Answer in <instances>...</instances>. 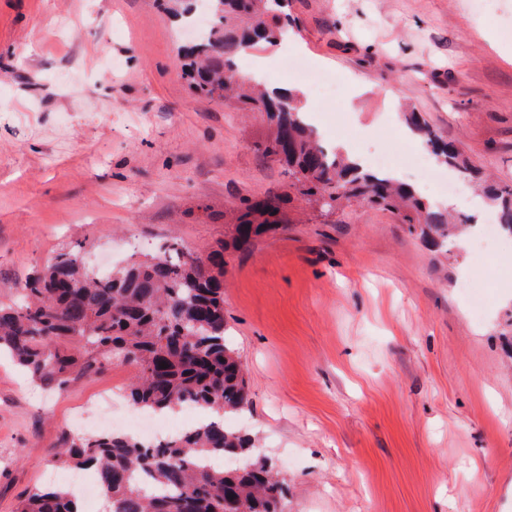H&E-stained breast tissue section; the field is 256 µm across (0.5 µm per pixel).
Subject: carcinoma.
I'll list each match as a JSON object with an SVG mask.
<instances>
[{"instance_id":"1","label":"carcinoma","mask_w":512,"mask_h":512,"mask_svg":"<svg viewBox=\"0 0 512 512\" xmlns=\"http://www.w3.org/2000/svg\"><path fill=\"white\" fill-rule=\"evenodd\" d=\"M206 2L210 27L187 48L184 78L212 99L265 116L258 147L287 166L307 203L325 215L346 203L382 206L439 250L471 227V217L430 206L387 172L346 162L308 123L296 96L239 77L241 48L271 43L288 30L271 0ZM407 119L445 166L483 181L455 142L415 112ZM487 197L501 233L512 236V186H491ZM275 216L271 203H249L232 241L207 256L169 244L105 276L86 267L80 251L62 253L28 277L19 298L0 302V350L49 388L62 390L112 358L135 368L125 396L145 412L201 406L226 416L243 413L250 398L244 362L226 340L224 252L278 227ZM254 447L240 429L202 422L155 443L112 429L67 439L52 461L91 471L109 495L110 512H285L284 484L268 461L253 458ZM12 512L82 510L70 488H37Z\"/></svg>"}]
</instances>
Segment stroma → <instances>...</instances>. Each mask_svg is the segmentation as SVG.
<instances>
[{
    "mask_svg": "<svg viewBox=\"0 0 512 512\" xmlns=\"http://www.w3.org/2000/svg\"><path fill=\"white\" fill-rule=\"evenodd\" d=\"M296 44L357 99L318 126L393 147L410 105L512 185V0H289ZM166 0H0V300L74 246L123 265L174 239H230L241 199L278 230L224 255V316L247 365L239 427L280 471L287 512H512V245L442 252L376 205L321 217L255 149L261 115L195 92ZM486 288L473 315L463 285ZM0 356V512L58 482L79 407Z\"/></svg>",
    "mask_w": 512,
    "mask_h": 512,
    "instance_id": "35a3bbf8",
    "label": "stroma"
}]
</instances>
